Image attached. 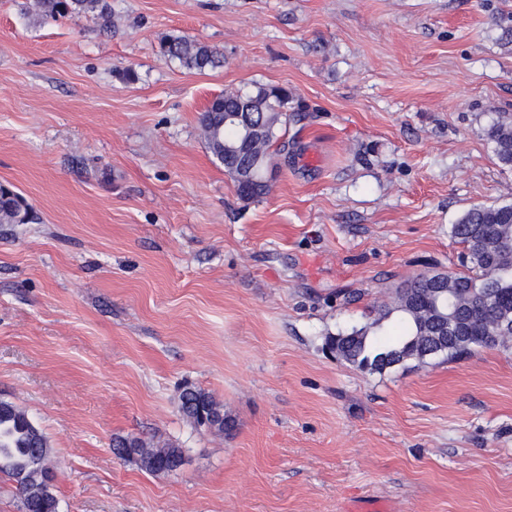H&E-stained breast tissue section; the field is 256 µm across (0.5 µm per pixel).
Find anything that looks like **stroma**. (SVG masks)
Listing matches in <instances>:
<instances>
[{
  "label": "stroma",
  "mask_w": 512,
  "mask_h": 512,
  "mask_svg": "<svg viewBox=\"0 0 512 512\" xmlns=\"http://www.w3.org/2000/svg\"><path fill=\"white\" fill-rule=\"evenodd\" d=\"M110 2L112 33L0 0V183L37 215L0 224V400L48 438L60 512H512V347L370 373L326 345L461 271L451 225L512 202L484 134L512 113V0ZM262 85L299 113L246 200L198 118ZM186 384L234 429L187 422ZM163 55L189 71H205L223 67L224 55L202 42L177 36L163 45ZM114 450L121 458L135 462L151 474L170 473L172 465L183 463L181 448L173 443L151 444L137 437L118 438Z\"/></svg>",
  "instance_id": "stroma-1"
}]
</instances>
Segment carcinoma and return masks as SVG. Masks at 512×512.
<instances>
[{"label": "carcinoma", "mask_w": 512, "mask_h": 512, "mask_svg": "<svg viewBox=\"0 0 512 512\" xmlns=\"http://www.w3.org/2000/svg\"><path fill=\"white\" fill-rule=\"evenodd\" d=\"M34 13L42 21L61 17H91L104 31L115 27L116 13L108 0H35ZM163 55L189 71L224 66V55L202 42L177 36L163 45ZM288 90L261 86L254 93L217 95L199 124L211 154L239 182L254 166L265 167L279 132L288 124ZM244 107L253 112L256 133L245 152L234 154L242 131L237 122L222 121ZM500 163L512 166V113L501 112L485 129ZM28 203L0 197V224H26ZM450 236L463 245L457 273L429 272L403 282L389 304L372 308L359 327L327 338L346 362L363 371L382 372L428 358L462 359L478 347L512 346V203L478 205L451 225ZM183 417L197 428L218 432L234 428L210 393L185 385L179 395ZM114 450L151 473L169 472L183 462V451L172 443L151 444L137 437L119 438ZM50 445L28 413L0 401V474L15 484L24 512H58L54 489L45 484L51 472Z\"/></svg>", "instance_id": "carcinoma-1"}]
</instances>
